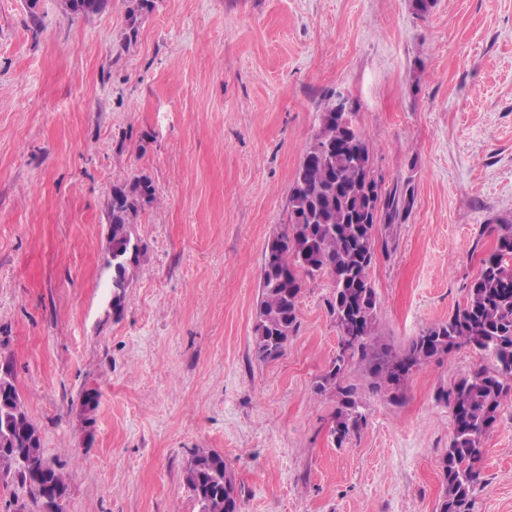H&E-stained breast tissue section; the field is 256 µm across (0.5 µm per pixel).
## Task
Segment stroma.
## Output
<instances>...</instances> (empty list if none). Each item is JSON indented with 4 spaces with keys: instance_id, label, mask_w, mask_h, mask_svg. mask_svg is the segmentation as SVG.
I'll return each mask as SVG.
<instances>
[{
    "instance_id": "obj_1",
    "label": "stroma",
    "mask_w": 512,
    "mask_h": 512,
    "mask_svg": "<svg viewBox=\"0 0 512 512\" xmlns=\"http://www.w3.org/2000/svg\"><path fill=\"white\" fill-rule=\"evenodd\" d=\"M131 0L87 17L0 0V363L9 364L63 512H197L184 472L223 455L241 512H435L453 435L437 393L490 367L470 347L411 372L400 403L330 433L315 391L339 348L333 284L303 280L280 358L253 352L268 240L324 97L349 94L383 189L377 334L406 346L464 304L512 217V0ZM151 181L120 306L112 188ZM98 395L96 408L84 395ZM470 512H512V394L484 437Z\"/></svg>"
}]
</instances>
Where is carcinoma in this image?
Returning <instances> with one entry per match:
<instances>
[{
  "label": "carcinoma",
  "mask_w": 512,
  "mask_h": 512,
  "mask_svg": "<svg viewBox=\"0 0 512 512\" xmlns=\"http://www.w3.org/2000/svg\"><path fill=\"white\" fill-rule=\"evenodd\" d=\"M110 0H63L71 15L104 11ZM356 110L336 111L334 93L327 96L319 125L292 182L288 224L272 236L280 242L265 250L257 302L254 352L261 361L280 358L298 327L297 303L301 275H327L333 283L331 315L339 334V350L315 390L336 393L335 440L341 444L366 421L359 384L345 380L348 365L362 368L370 388L397 403L407 376L430 359L468 346L493 362L438 392L453 419V436L442 460L444 492L436 512H469L470 496L479 472L486 433L497 421L502 398L512 392V218L494 216L488 229L496 235L495 249L470 284L466 303L448 317L422 330L396 351L376 337L378 297L370 277L376 253L374 226L407 218L413 193L382 189L374 175L373 150L355 122ZM155 199L147 180L112 189L108 207L112 249V300L119 305L128 287V266L140 251L134 219L143 204ZM23 406L0 396V473L12 476L41 502L39 487L66 489L65 475L45 463L35 425L15 424ZM185 486L198 512H240L242 488L224 456L198 449L184 473Z\"/></svg>",
  "instance_id": "cac0c4a2"
}]
</instances>
